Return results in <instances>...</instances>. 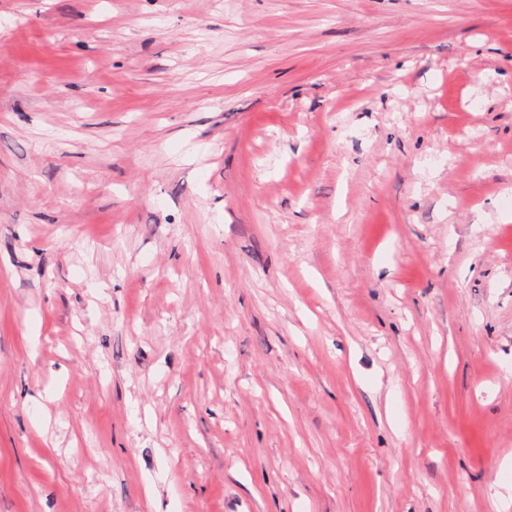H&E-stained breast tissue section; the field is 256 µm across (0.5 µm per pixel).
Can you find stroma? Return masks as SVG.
Segmentation results:
<instances>
[{"mask_svg": "<svg viewBox=\"0 0 512 512\" xmlns=\"http://www.w3.org/2000/svg\"><path fill=\"white\" fill-rule=\"evenodd\" d=\"M512 0H0V512H512Z\"/></svg>", "mask_w": 512, "mask_h": 512, "instance_id": "stroma-1", "label": "stroma"}]
</instances>
